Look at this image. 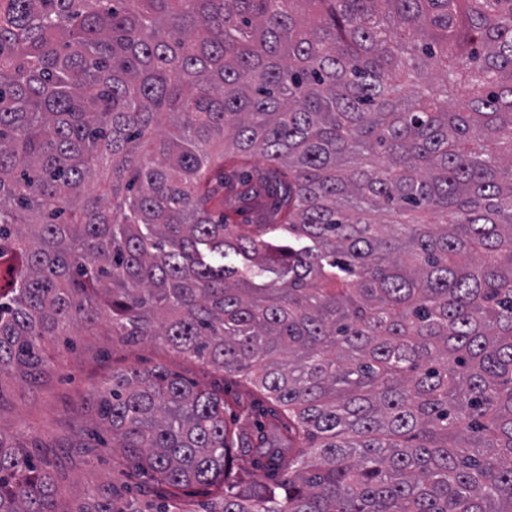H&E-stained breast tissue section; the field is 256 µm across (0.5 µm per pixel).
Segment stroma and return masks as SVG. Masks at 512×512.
Listing matches in <instances>:
<instances>
[{
	"instance_id": "obj_1",
	"label": "stroma",
	"mask_w": 512,
	"mask_h": 512,
	"mask_svg": "<svg viewBox=\"0 0 512 512\" xmlns=\"http://www.w3.org/2000/svg\"><path fill=\"white\" fill-rule=\"evenodd\" d=\"M47 365L37 382L20 372L0 376V432L22 445L39 441L57 477V500L72 507L80 492L111 482L120 460L112 435L96 418L92 393L112 371L156 365L201 385L223 382L225 399L249 402L261 393L245 374L221 375L175 350L142 340L127 345L113 338L106 319L71 326L45 342Z\"/></svg>"
}]
</instances>
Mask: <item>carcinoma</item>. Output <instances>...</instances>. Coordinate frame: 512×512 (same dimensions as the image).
I'll return each mask as SVG.
<instances>
[{"mask_svg":"<svg viewBox=\"0 0 512 512\" xmlns=\"http://www.w3.org/2000/svg\"><path fill=\"white\" fill-rule=\"evenodd\" d=\"M0 267V375L105 312L282 409L112 371L77 512H512V0H0Z\"/></svg>","mask_w":512,"mask_h":512,"instance_id":"obj_1","label":"carcinoma"}]
</instances>
